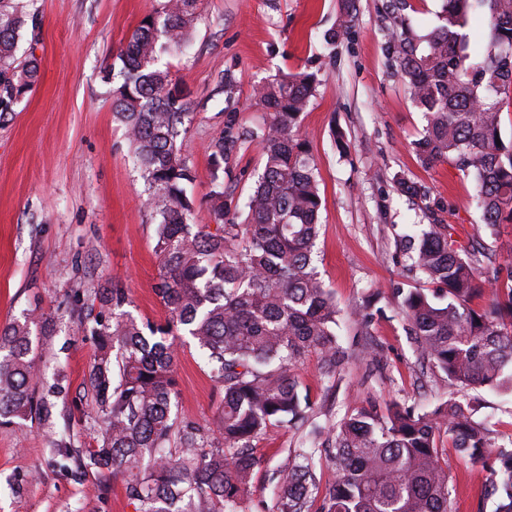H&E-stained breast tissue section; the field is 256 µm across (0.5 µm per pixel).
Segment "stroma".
Listing matches in <instances>:
<instances>
[{"label":"stroma","instance_id":"35a3bbf8","mask_svg":"<svg viewBox=\"0 0 512 512\" xmlns=\"http://www.w3.org/2000/svg\"><path fill=\"white\" fill-rule=\"evenodd\" d=\"M380 4L357 0L356 26L328 69L318 57L320 37L335 22L339 0H200L190 47L165 58L188 93L176 145L193 176L188 193L196 224L212 221L210 145L227 124L256 127L264 111L258 85L306 67L323 70L299 133L322 199L315 264L341 311L337 334L350 359L328 381L317 355L297 370L316 425L373 401L430 411L448 399L443 374L421 369L401 308L402 291L423 285L405 269L399 237L406 227L434 213L456 244L477 240L497 263L512 262V223L482 228L472 176L447 161L421 164L414 143L422 114L387 70ZM156 6L157 0H37L35 23L22 31L18 58L36 57L40 79L0 110V326L30 310L57 316L54 331L39 339L36 360L46 377L63 376L67 396L50 421L0 426V512H134L111 473L63 469L50 460L63 431L81 452L97 446L96 425L74 408L85 396L95 345L78 332L72 310L118 283L138 319L167 317L155 291V219L109 95L121 50ZM261 171L257 141L229 148L227 216L242 215ZM399 176L424 185L426 196L400 195ZM373 293L378 302L369 317L352 316ZM177 357L178 414L210 425L220 389L192 342L179 343ZM465 396L480 401L477 418L496 443L512 435V394L475 388ZM304 439V431L273 427L253 441L257 465L246 512L271 505L267 475ZM439 446L456 512H494L495 499L484 496L489 470L461 459L448 437Z\"/></svg>","mask_w":512,"mask_h":512}]
</instances>
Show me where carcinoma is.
Listing matches in <instances>:
<instances>
[{
  "label": "carcinoma",
  "mask_w": 512,
  "mask_h": 512,
  "mask_svg": "<svg viewBox=\"0 0 512 512\" xmlns=\"http://www.w3.org/2000/svg\"><path fill=\"white\" fill-rule=\"evenodd\" d=\"M22 0H0V108L38 80L32 57L16 53L28 12ZM199 0H159L120 57L112 86L114 119L124 128L131 158L147 185L155 214L162 324L142 322L114 285L75 323L97 352L85 387L99 421L98 448L83 455L66 434L55 442L56 463L105 469L121 477L135 512H244L256 465L251 442L271 426L308 421L311 403L296 370L312 352L322 376H336L343 352L337 309L313 264L321 197L299 119L320 82L319 72H289L259 87L266 112L254 130L229 125L209 154V201L215 229L190 223L192 175L176 146L185 90L161 64L191 41ZM409 0H382L389 21L385 57L426 120L415 151L424 165L452 163L473 177L485 228L512 222V140L502 139L500 95L512 87V0H444L437 23L416 35L405 24ZM486 19L490 39L470 50L467 30ZM357 23L355 0H341L324 36L326 57ZM259 140L263 172L245 205L243 222L224 219V151L240 135ZM406 261L434 288H414L403 300L419 357L440 370L448 401L430 412L398 403L347 413L314 436L324 441L293 449L272 473L269 512H452L448 472L440 464V434L469 460L484 463L496 512H512V443L498 445L476 419L477 407L456 398L465 388L511 389L512 264L495 265L480 242L456 246L438 218L402 235ZM491 295L482 310L471 300ZM53 319L29 315L0 328V424L48 419L65 393L59 376L40 392L33 335ZM189 337L202 353L222 398L213 426L178 416L174 339ZM177 446L170 447L172 437ZM336 480L314 508L322 461Z\"/></svg>",
  "instance_id": "carcinoma-1"
}]
</instances>
